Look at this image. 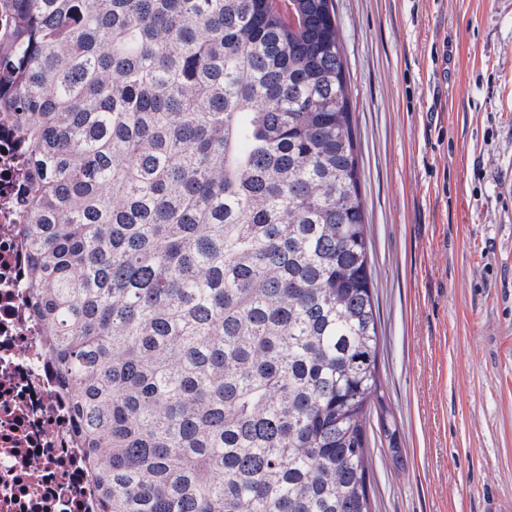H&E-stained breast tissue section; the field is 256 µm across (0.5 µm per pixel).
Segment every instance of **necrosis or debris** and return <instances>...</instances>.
<instances>
[{
  "instance_id": "1",
  "label": "necrosis or debris",
  "mask_w": 512,
  "mask_h": 512,
  "mask_svg": "<svg viewBox=\"0 0 512 512\" xmlns=\"http://www.w3.org/2000/svg\"><path fill=\"white\" fill-rule=\"evenodd\" d=\"M17 131L0 115V512H98L85 451L29 306Z\"/></svg>"
}]
</instances>
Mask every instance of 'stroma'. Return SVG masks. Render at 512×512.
Returning <instances> with one entry per match:
<instances>
[{
	"instance_id": "stroma-1",
	"label": "stroma",
	"mask_w": 512,
	"mask_h": 512,
	"mask_svg": "<svg viewBox=\"0 0 512 512\" xmlns=\"http://www.w3.org/2000/svg\"><path fill=\"white\" fill-rule=\"evenodd\" d=\"M373 262L374 512H512V0H335Z\"/></svg>"
}]
</instances>
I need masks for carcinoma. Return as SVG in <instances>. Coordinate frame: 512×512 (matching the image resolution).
Listing matches in <instances>:
<instances>
[{
	"label": "carcinoma",
	"instance_id": "obj_1",
	"mask_svg": "<svg viewBox=\"0 0 512 512\" xmlns=\"http://www.w3.org/2000/svg\"><path fill=\"white\" fill-rule=\"evenodd\" d=\"M31 311L101 512H372L334 0H13Z\"/></svg>",
	"mask_w": 512,
	"mask_h": 512
}]
</instances>
